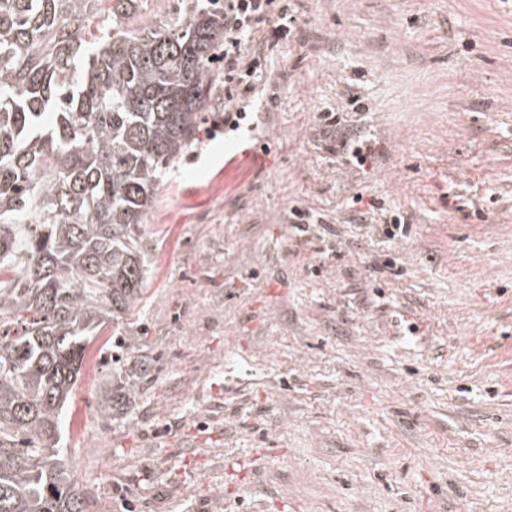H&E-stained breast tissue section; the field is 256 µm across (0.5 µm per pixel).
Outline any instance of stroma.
<instances>
[{"instance_id": "stroma-1", "label": "stroma", "mask_w": 512, "mask_h": 512, "mask_svg": "<svg viewBox=\"0 0 512 512\" xmlns=\"http://www.w3.org/2000/svg\"><path fill=\"white\" fill-rule=\"evenodd\" d=\"M302 2L244 140L205 134L211 64L143 302L85 355L64 437L90 512H512V0ZM337 139L338 151L344 155L341 158H344L347 163H352V159H354L358 166L365 165L371 153L370 146L363 140L352 141V139L348 138L346 135H342ZM338 151L336 150V152ZM348 156H350V158H348Z\"/></svg>"}]
</instances>
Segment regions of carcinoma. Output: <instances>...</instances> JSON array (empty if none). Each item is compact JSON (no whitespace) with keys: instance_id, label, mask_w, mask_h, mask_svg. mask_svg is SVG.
<instances>
[{"instance_id":"1","label":"carcinoma","mask_w":512,"mask_h":512,"mask_svg":"<svg viewBox=\"0 0 512 512\" xmlns=\"http://www.w3.org/2000/svg\"><path fill=\"white\" fill-rule=\"evenodd\" d=\"M0 0V512H87L65 407L142 303L145 218L191 146L224 4ZM180 6L177 0H142L139 18L148 22H160L173 16Z\"/></svg>"}]
</instances>
